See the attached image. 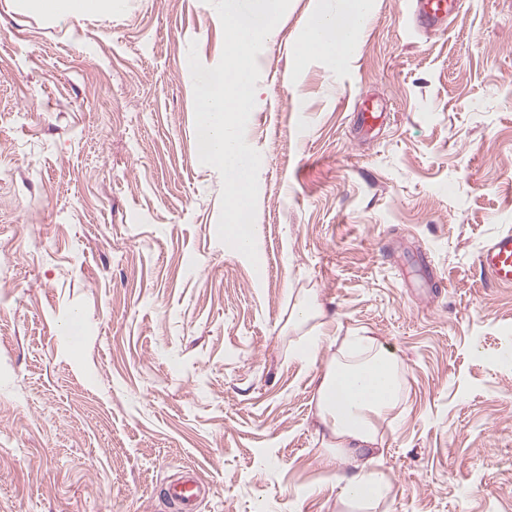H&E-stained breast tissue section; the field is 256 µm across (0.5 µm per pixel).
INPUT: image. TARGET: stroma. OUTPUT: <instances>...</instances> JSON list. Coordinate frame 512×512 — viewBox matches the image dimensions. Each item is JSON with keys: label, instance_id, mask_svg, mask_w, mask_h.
Returning <instances> with one entry per match:
<instances>
[{"label": "stroma", "instance_id": "35a3bbf8", "mask_svg": "<svg viewBox=\"0 0 512 512\" xmlns=\"http://www.w3.org/2000/svg\"><path fill=\"white\" fill-rule=\"evenodd\" d=\"M314 4L256 57L254 267L219 240L198 155L208 0L67 23L0 0V512H177L188 474L198 512H512V288L475 263L512 230V0L430 30L371 0L346 62L301 64ZM323 331L400 361L375 506L321 463L336 349L293 353ZM169 501L181 512H195L200 502V491L194 477H181L167 486Z\"/></svg>", "mask_w": 512, "mask_h": 512}]
</instances>
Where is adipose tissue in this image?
<instances>
[{"mask_svg": "<svg viewBox=\"0 0 512 512\" xmlns=\"http://www.w3.org/2000/svg\"><path fill=\"white\" fill-rule=\"evenodd\" d=\"M112 4L113 0H24L27 10L62 21L111 12ZM367 7L368 0H320L315 20L297 48L299 59L325 55L346 60ZM317 394V416L334 446L323 455V464L334 468L344 457H371L381 424L399 405L397 358L375 337H344L336 359L319 377Z\"/></svg>", "mask_w": 512, "mask_h": 512, "instance_id": "1", "label": "adipose tissue"}]
</instances>
